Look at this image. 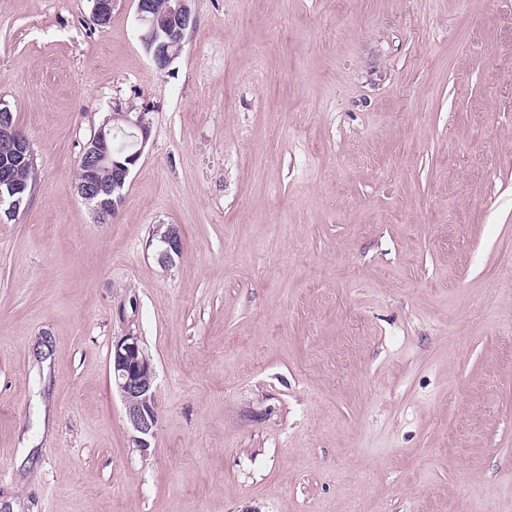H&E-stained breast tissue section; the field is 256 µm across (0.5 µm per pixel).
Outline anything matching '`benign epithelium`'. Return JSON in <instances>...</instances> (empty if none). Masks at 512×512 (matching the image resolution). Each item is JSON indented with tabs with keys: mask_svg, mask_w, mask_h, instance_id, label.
I'll return each instance as SVG.
<instances>
[{
	"mask_svg": "<svg viewBox=\"0 0 512 512\" xmlns=\"http://www.w3.org/2000/svg\"><path fill=\"white\" fill-rule=\"evenodd\" d=\"M117 0H93L92 13L96 22L105 25L109 22ZM192 0H169L167 14L162 22H157L151 0H137V17L142 27L140 40L146 52H154V58L172 61L182 48V31L192 20ZM130 129L134 148L124 150L112 148L116 134L112 129L100 126L94 132L87 148L84 150L80 166L84 177L77 185V192L84 200H92L101 195L112 196V208H117L123 201V189L130 170L140 158L149 138L150 122L146 113L141 112L132 120L123 117ZM0 150L18 166L33 157L29 138L21 131L14 119L11 108L0 100ZM112 166V180L105 183L98 176V170L105 163ZM0 211L8 215L19 212L26 186L6 170L0 173ZM164 248L160 260L171 261L172 257L182 252V239L178 227L169 225L161 233ZM110 371L112 380L120 392L127 422L132 431V441L142 452L150 448V439L155 437L159 421V408L156 401L154 379L155 369L152 358L142 344L141 337L129 332L112 345L110 354Z\"/></svg>",
	"mask_w": 512,
	"mask_h": 512,
	"instance_id": "obj_1",
	"label": "benign epithelium"
}]
</instances>
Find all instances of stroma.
<instances>
[{"label":"stroma","instance_id":"1","mask_svg":"<svg viewBox=\"0 0 512 512\" xmlns=\"http://www.w3.org/2000/svg\"><path fill=\"white\" fill-rule=\"evenodd\" d=\"M136 5L0 0L37 172L0 216V512H512V0H192L163 70ZM117 112L150 137L101 224ZM147 113L139 112L135 120L123 116V120L130 129L127 135L132 136L134 148H112L116 141L117 133H112L111 128L102 125L94 132L87 148L84 150L80 166L84 169V177L76 186L77 192L84 200H92L91 206L96 204L95 198L100 195L112 194V216L116 208L123 201V189L128 180L130 170L140 158L149 138L150 122L146 118ZM114 154L115 157H114ZM109 162L112 166V180L104 183L98 176L100 167ZM161 242L164 248L160 253V260L162 262L171 261L173 255H180L182 252V239L176 224L169 225L161 233ZM112 380L120 392L136 448L145 453L156 435L159 408L156 401L152 358L141 337L128 332L112 345Z\"/></svg>","mask_w":512,"mask_h":512}]
</instances>
